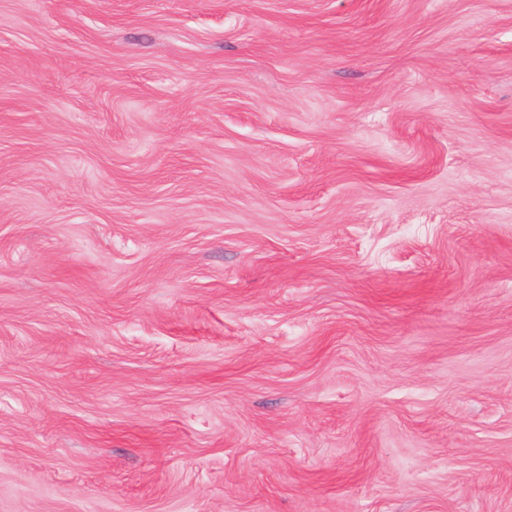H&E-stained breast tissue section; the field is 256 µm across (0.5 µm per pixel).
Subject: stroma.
I'll return each mask as SVG.
<instances>
[{
  "instance_id": "obj_1",
  "label": "stroma",
  "mask_w": 512,
  "mask_h": 512,
  "mask_svg": "<svg viewBox=\"0 0 512 512\" xmlns=\"http://www.w3.org/2000/svg\"><path fill=\"white\" fill-rule=\"evenodd\" d=\"M0 512H512V0H0Z\"/></svg>"
}]
</instances>
